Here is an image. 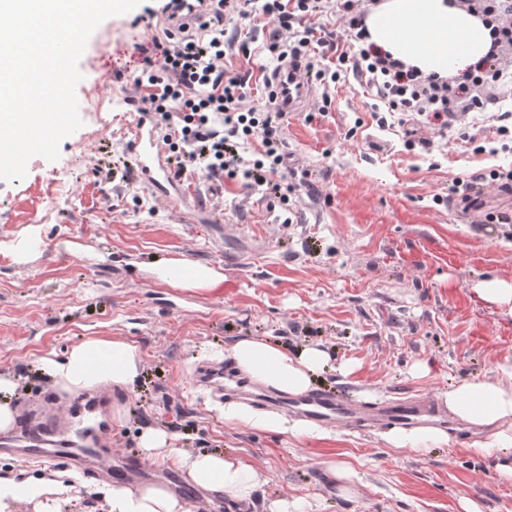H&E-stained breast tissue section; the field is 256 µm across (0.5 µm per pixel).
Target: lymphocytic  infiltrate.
Instances as JSON below:
<instances>
[{"label": "lymphocytic infiltrate", "mask_w": 512, "mask_h": 512, "mask_svg": "<svg viewBox=\"0 0 512 512\" xmlns=\"http://www.w3.org/2000/svg\"><path fill=\"white\" fill-rule=\"evenodd\" d=\"M321 0H208L201 22L192 31H173L153 39L141 50V65L129 78L140 93L144 111L155 113L174 130L164 147L177 173L191 169L213 177L228 176L264 187L276 195L282 169V130L285 116L274 108L245 107L249 74L224 63V26L254 15L269 19L274 29L266 44L272 58L306 56L312 50L336 54L340 65L350 64L375 87L378 97L395 112H428L447 121L459 103L467 101L472 85L499 84L501 72L490 61L472 67L456 86L392 59L370 42L365 16L354 0H343L354 54L339 52L336 43L318 36L311 19ZM259 139L261 152L249 157L245 146Z\"/></svg>", "instance_id": "lymphocytic-infiltrate-1"}]
</instances>
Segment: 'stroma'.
<instances>
[{
	"label": "stroma",
	"mask_w": 512,
	"mask_h": 512,
	"mask_svg": "<svg viewBox=\"0 0 512 512\" xmlns=\"http://www.w3.org/2000/svg\"><path fill=\"white\" fill-rule=\"evenodd\" d=\"M143 13L104 20L79 61L77 97L95 89L114 97L106 122L64 139L59 161L32 158L23 180L0 181V371L20 378L17 409L59 397L40 357L118 337L139 347L142 369L131 391H99L128 407L112 427L113 452L139 456V435L153 426L180 451L239 456L263 477L253 512L300 496L314 512H512V479L477 454L484 433L458 419L445 427L448 445L426 451L390 446L380 427L296 439L225 422L223 404L193 380L200 362L223 361L240 336L291 351L318 346L328 363L316 386L367 408L406 394L440 410L448 389L501 380L512 363V308L475 289L512 282V135L496 119L512 113V45L495 52L508 84L472 90L495 103L458 113L448 130L420 117L400 122L347 72L317 85L307 110L284 126L285 198L198 172L184 175L194 197L182 201L129 169L130 124L159 123L130 112L124 99L135 88L114 77L137 66L152 38ZM271 30L267 18H251L236 34L250 56L225 59L250 74L247 102L259 108L274 65L264 50ZM63 160L73 163L62 189L69 204L53 209ZM33 234L40 250L20 255ZM180 260L213 266L224 280L198 292L158 279V266ZM425 361L430 373L414 377ZM333 462L356 472L352 486L331 476ZM0 477L71 479L62 512H102L98 483L66 469L0 455Z\"/></svg>",
	"instance_id": "stroma-1"
}]
</instances>
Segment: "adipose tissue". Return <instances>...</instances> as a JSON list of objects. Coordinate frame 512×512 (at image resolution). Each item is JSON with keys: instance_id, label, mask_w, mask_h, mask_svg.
<instances>
[{"instance_id": "obj_1", "label": "adipose tissue", "mask_w": 512, "mask_h": 512, "mask_svg": "<svg viewBox=\"0 0 512 512\" xmlns=\"http://www.w3.org/2000/svg\"><path fill=\"white\" fill-rule=\"evenodd\" d=\"M369 40L392 58L425 74L445 77L464 71L485 58L493 45L490 27L481 18L459 8L455 0H381L366 20ZM175 288L211 291L224 280L205 264L171 263L158 273ZM226 359L254 382L273 391L300 395L311 388L312 376L326 362L322 349L306 346L288 351L281 345L255 336L238 337L224 350ZM141 364L138 347L121 339L91 338L71 346L63 354L41 358L39 371L57 389L67 394L112 387L126 390L136 379ZM507 382L484 379L464 382L448 390L443 401L459 420L486 429L481 452L499 455L512 447V364L502 368ZM227 422L256 431L287 433L296 438L316 436L311 423L252 408L241 403L224 407ZM146 456L169 462L189 482L224 489L240 503H251L262 483L259 472L240 458L221 453L177 451L172 436L160 428H149L139 436ZM69 486H48L43 481L0 479V512L7 501H36L37 512H61L60 503ZM108 512H189L185 502L167 488L146 484L123 485L105 491Z\"/></svg>"}]
</instances>
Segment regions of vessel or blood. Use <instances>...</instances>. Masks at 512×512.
<instances>
[{"label":"vessel or blood","instance_id":"obj_1","mask_svg":"<svg viewBox=\"0 0 512 512\" xmlns=\"http://www.w3.org/2000/svg\"><path fill=\"white\" fill-rule=\"evenodd\" d=\"M303 71L301 59L285 57L266 72L265 81L277 111H305L314 98L315 89L304 81ZM159 142L158 135L144 133L141 125H134L130 147L140 170L164 169ZM194 381L217 400L244 399L284 407L318 425L369 430L386 421L411 426L430 421L433 416L427 401L413 398H397L374 411L354 406L330 391H314L282 400L256 390L244 378L216 362L199 364ZM97 409L94 402L76 411L61 403L45 402L38 410L25 413L15 430L0 434V452L25 460L54 461L129 485L152 479L153 466L135 457L122 458L115 465H102L103 442L94 433Z\"/></svg>","mask_w":512,"mask_h":512}]
</instances>
